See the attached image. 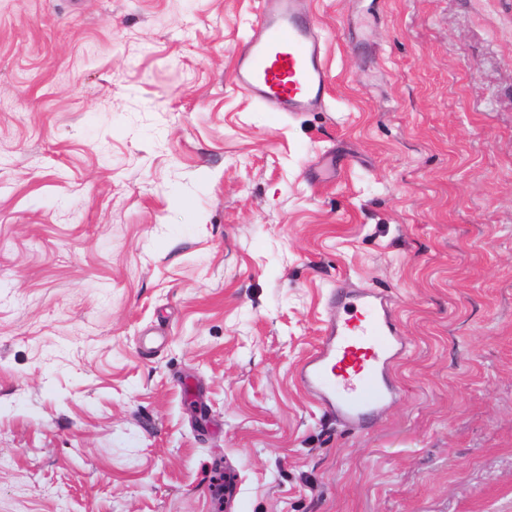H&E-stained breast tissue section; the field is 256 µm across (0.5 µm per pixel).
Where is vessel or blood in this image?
<instances>
[{"instance_id": "1", "label": "vessel or blood", "mask_w": 512, "mask_h": 512, "mask_svg": "<svg viewBox=\"0 0 512 512\" xmlns=\"http://www.w3.org/2000/svg\"><path fill=\"white\" fill-rule=\"evenodd\" d=\"M238 52L236 87L267 111L291 116L324 107V43L305 0H262ZM408 351L388 295L336 289L314 350L296 370L298 385L324 412L355 428L397 399L393 365Z\"/></svg>"}]
</instances>
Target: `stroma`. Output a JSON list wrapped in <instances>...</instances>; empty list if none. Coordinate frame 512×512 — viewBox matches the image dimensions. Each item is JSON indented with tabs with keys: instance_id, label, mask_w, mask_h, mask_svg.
Masks as SVG:
<instances>
[{
	"instance_id": "1",
	"label": "stroma",
	"mask_w": 512,
	"mask_h": 512,
	"mask_svg": "<svg viewBox=\"0 0 512 512\" xmlns=\"http://www.w3.org/2000/svg\"><path fill=\"white\" fill-rule=\"evenodd\" d=\"M258 6L0 0V512H512V0H312L294 117ZM340 285L409 341L359 430L295 376ZM260 1L252 34L238 52L236 87L267 112L294 116L324 107V43L305 0Z\"/></svg>"
}]
</instances>
